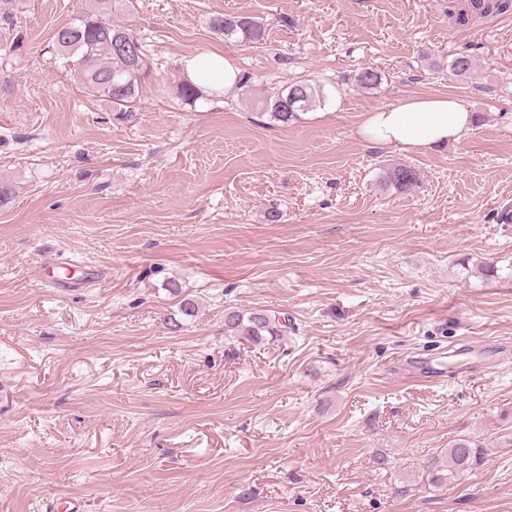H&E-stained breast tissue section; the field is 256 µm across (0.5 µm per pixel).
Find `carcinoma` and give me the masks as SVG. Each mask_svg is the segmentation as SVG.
I'll list each match as a JSON object with an SVG mask.
<instances>
[{"instance_id":"1","label":"carcinoma","mask_w":512,"mask_h":512,"mask_svg":"<svg viewBox=\"0 0 512 512\" xmlns=\"http://www.w3.org/2000/svg\"><path fill=\"white\" fill-rule=\"evenodd\" d=\"M474 11L496 10L506 12L512 0H469ZM213 29L227 40L241 39L257 42L262 31L258 22L246 16L218 17L212 21ZM53 49L61 67L78 85L92 89L108 98L114 112H132L140 100L145 83L150 78L148 49L133 29L112 21V0H93L92 8L70 22L59 25L53 34ZM450 70L455 76H466L474 70L470 56L459 54L453 58ZM381 75L371 69L359 71L354 82L365 89L376 88ZM175 95L186 104H193L203 92L187 78L175 87ZM324 95L320 85L296 81L287 88L271 92L259 101V111L283 125L297 122L302 115L321 105ZM381 181L402 191L417 186V171L398 165L383 171ZM288 324L267 310L243 312L224 309V334L238 336L253 343L267 336H281ZM484 454L482 443L469 437H460L448 444L443 456H435L421 466L423 485L435 487L461 476L477 465Z\"/></svg>"}]
</instances>
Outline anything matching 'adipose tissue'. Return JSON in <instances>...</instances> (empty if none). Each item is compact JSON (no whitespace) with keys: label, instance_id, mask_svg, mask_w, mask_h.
I'll return each mask as SVG.
<instances>
[{"label":"adipose tissue","instance_id":"obj_1","mask_svg":"<svg viewBox=\"0 0 512 512\" xmlns=\"http://www.w3.org/2000/svg\"><path fill=\"white\" fill-rule=\"evenodd\" d=\"M182 66L185 76L208 95L223 93L239 74L219 52L185 57ZM474 121L470 109L454 97H415L368 113L360 134L403 151H426L460 140Z\"/></svg>","mask_w":512,"mask_h":512}]
</instances>
